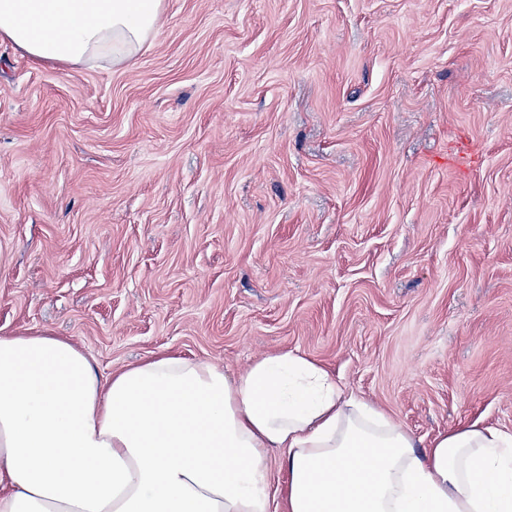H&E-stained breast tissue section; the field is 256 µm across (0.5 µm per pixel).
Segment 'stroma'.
<instances>
[{"instance_id": "1", "label": "stroma", "mask_w": 512, "mask_h": 512, "mask_svg": "<svg viewBox=\"0 0 512 512\" xmlns=\"http://www.w3.org/2000/svg\"><path fill=\"white\" fill-rule=\"evenodd\" d=\"M38 332L512 431V0H164L122 68L1 40L0 334ZM481 162L482 159L473 151L467 139L448 142V164L456 166L462 174H469Z\"/></svg>"}]
</instances>
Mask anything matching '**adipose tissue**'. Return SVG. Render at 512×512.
I'll list each match as a JSON object with an SVG mask.
<instances>
[{
	"instance_id": "1",
	"label": "adipose tissue",
	"mask_w": 512,
	"mask_h": 512,
	"mask_svg": "<svg viewBox=\"0 0 512 512\" xmlns=\"http://www.w3.org/2000/svg\"><path fill=\"white\" fill-rule=\"evenodd\" d=\"M162 0H0V39L70 66L132 62ZM287 471L273 486L271 459ZM512 512V432L428 443L297 352L236 378L156 355L102 380L55 336L0 335V512Z\"/></svg>"
}]
</instances>
